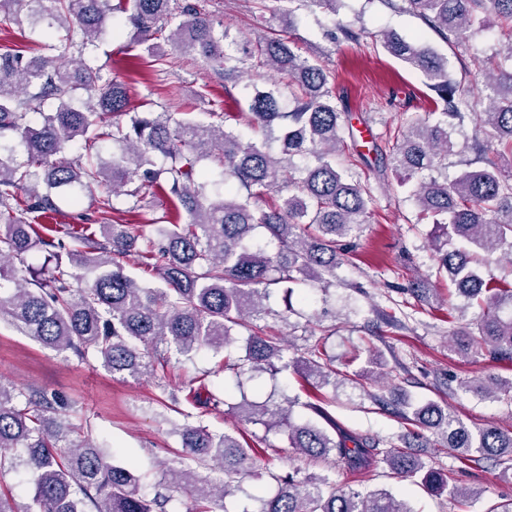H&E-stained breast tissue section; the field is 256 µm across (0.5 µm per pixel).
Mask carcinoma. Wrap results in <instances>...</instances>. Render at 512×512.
<instances>
[{"label": "carcinoma", "mask_w": 512, "mask_h": 512, "mask_svg": "<svg viewBox=\"0 0 512 512\" xmlns=\"http://www.w3.org/2000/svg\"><path fill=\"white\" fill-rule=\"evenodd\" d=\"M409 12L449 45L469 51L473 30L497 28L507 35L504 52L481 67L487 94L479 100V128L472 143L455 137L454 120L472 108L461 84L448 75V60L425 44L393 32L382 34L387 54L422 73L442 102L433 122L410 118L389 146L400 184L410 185L417 219H430L440 253L438 273L448 275L481 314L454 329L458 351H484L512 363V283L484 278L478 266L495 253L512 266V0H385ZM31 24L45 25L50 55L29 59L0 54V322H5L67 361L94 360L112 377L139 381L154 373L158 349L187 360L203 349H230L237 329L250 330L246 354L232 363L236 375L276 372V363L299 365L322 386L334 374L332 360L314 343L288 358L290 345L257 321L265 318L271 286L329 283L348 252L346 240L368 223L371 185L358 171L364 154L339 162L347 117L330 74L285 37L295 20L278 15L255 40H239L180 0H52ZM19 0H0V27L22 26ZM133 27L154 61L176 51L224 67V79L259 70L287 80L280 90L246 85L250 125L262 140L244 138L217 122L178 120L167 109L132 112L126 89L104 81L84 58L107 29ZM127 120H121V117ZM80 153L66 160L72 145ZM472 149L467 169L448 177V157ZM211 158L216 168L199 163ZM171 209L132 234L126 224H60L37 232L24 220L59 212L56 198L76 204L89 197L100 219L111 213L140 214L156 195ZM266 207L254 206L265 196ZM125 196L120 209L114 199ZM141 257L162 286L140 284L125 272L137 242ZM40 251L34 269L26 256ZM494 398L512 399V379L479 384ZM196 408L227 401L200 386L189 392ZM402 418L447 444L460 462L493 460L512 469V432L469 429L434 401L403 399ZM247 422L287 432L289 447L310 460L353 472L374 463L442 493L448 478L428 468L410 448L427 447L422 432L407 434L406 448L380 447L330 420L333 432L292 419L288 399L262 404L246 397L229 406ZM181 442L178 466L165 467L153 497L130 463L109 459L92 427L63 420L58 402L0 379V472L24 466L33 495L26 506L0 491V512H172L171 492L193 485L199 499L224 507L243 476H260L256 448L227 432L215 433L190 412L177 422L159 413ZM21 448L18 460L8 450ZM275 495L256 499L254 512H415L385 489L344 491L323 474L273 476Z\"/></svg>", "instance_id": "carcinoma-1"}]
</instances>
